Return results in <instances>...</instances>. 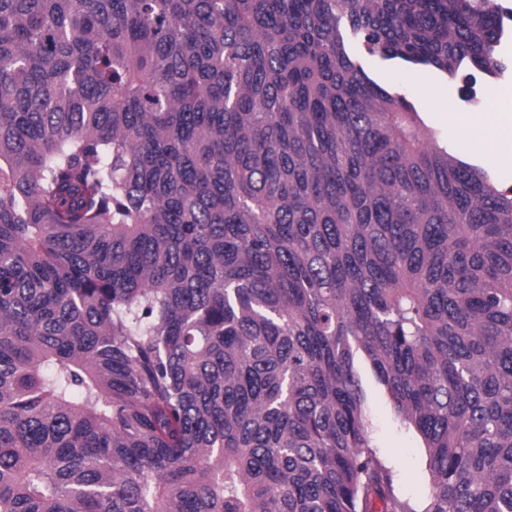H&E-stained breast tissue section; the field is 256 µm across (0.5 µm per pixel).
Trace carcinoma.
<instances>
[{"label": "carcinoma", "mask_w": 512, "mask_h": 512, "mask_svg": "<svg viewBox=\"0 0 512 512\" xmlns=\"http://www.w3.org/2000/svg\"><path fill=\"white\" fill-rule=\"evenodd\" d=\"M508 20L0 0V512H512V187L365 68L495 79ZM368 421L380 456L393 469L397 493L404 499L421 503L429 487L425 449L413 428L401 424L381 390H371Z\"/></svg>", "instance_id": "obj_1"}]
</instances>
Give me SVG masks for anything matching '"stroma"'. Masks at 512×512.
I'll list each match as a JSON object with an SVG mask.
<instances>
[{"label": "stroma", "instance_id": "1", "mask_svg": "<svg viewBox=\"0 0 512 512\" xmlns=\"http://www.w3.org/2000/svg\"><path fill=\"white\" fill-rule=\"evenodd\" d=\"M508 68L494 84L483 78L473 82L447 80L439 71L393 64L378 59L366 66L380 85L404 93L414 103L426 126L440 144L460 157H480L497 169L503 185L512 186V143L497 140L479 142L467 135L465 124L491 112L512 113V47L505 51ZM368 421L380 456L393 469L397 493L414 503L422 502L429 487L427 457L414 429L401 424L383 391L371 390Z\"/></svg>", "mask_w": 512, "mask_h": 512}]
</instances>
